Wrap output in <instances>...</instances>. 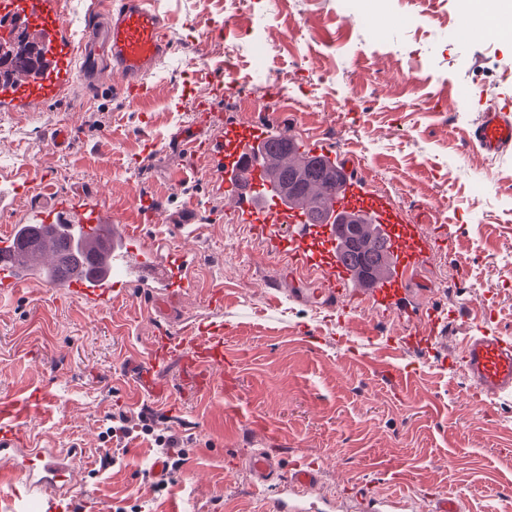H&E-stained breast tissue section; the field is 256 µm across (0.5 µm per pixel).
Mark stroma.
I'll return each instance as SVG.
<instances>
[{
  "instance_id": "obj_1",
  "label": "stroma",
  "mask_w": 512,
  "mask_h": 512,
  "mask_svg": "<svg viewBox=\"0 0 512 512\" xmlns=\"http://www.w3.org/2000/svg\"><path fill=\"white\" fill-rule=\"evenodd\" d=\"M249 3L244 13L230 0H161L174 45L148 75L152 93L142 102L79 88L28 117L0 114V167L38 175L26 202L40 199L46 173L59 191L104 192L119 212L145 178L166 209L198 206L191 245L199 286L161 320L223 322V392L198 391L176 361L151 388L135 379L130 362L154 342L138 299L98 310L33 285L0 303V398L16 403L15 422L35 447L84 449L64 500L71 512H168L176 496L195 512H275L274 493L253 491L242 470L252 448L278 452L287 465L308 457L328 493L381 492L396 481L417 512L448 493L467 512H512L496 496L512 485V395L477 401L450 365L464 328L435 348H410L389 342L369 310L343 328L325 311L267 302L263 285L279 266L216 212L203 162L172 152L192 131L197 101L251 119L284 109L289 124L358 154L426 228L446 225L451 262L467 265L472 319L491 297L494 326L512 337V155L490 159L467 141L482 89L512 101V43L480 32L457 40L461 0H386L382 27L346 20L344 0ZM228 61L238 84L229 102L213 91ZM62 120L77 128L68 152L52 141ZM209 285L222 287V306H209ZM168 385L180 397L157 404L152 388ZM145 406L155 431H172L186 451L159 492L150 441L109 432L113 416Z\"/></svg>"
}]
</instances>
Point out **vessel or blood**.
<instances>
[{"label":"vessel or blood","instance_id":"1","mask_svg":"<svg viewBox=\"0 0 512 512\" xmlns=\"http://www.w3.org/2000/svg\"><path fill=\"white\" fill-rule=\"evenodd\" d=\"M61 0H0V42L16 45L26 34L36 47L38 63L18 54L0 76V112L30 115L71 96L76 84L92 91L111 82L114 94L132 101L146 97L145 76L171 51L173 41L153 0H95L82 38H75L63 18ZM284 143L274 154L272 143ZM469 143L488 156L512 152V112L489 97ZM183 153L202 157L214 196L224 202L228 223L244 225L261 254L280 262L281 276L270 281L275 294L315 308L335 310L339 321L371 309L406 335L432 344L444 340L451 319L417 288L419 272L448 246L423 232L406 207L377 186L364 163L331 138L309 135L288 126L281 113L264 119L228 115L183 138ZM319 160L338 181L289 197L274 170L280 161ZM31 183L20 170L0 171V214L10 215L9 231L0 233V299L40 284L65 289L87 306L103 309L128 294L147 305L169 301L195 287L196 252L181 241L167 242L143 234L141 219L165 214L167 223H195L192 208L169 214L140 184L130 202L138 221L113 212L93 191L57 192L45 201L24 204ZM325 208L321 223L309 219L313 199ZM359 220L358 247L373 239L386 246L384 260L362 265L346 260L347 242L340 234L346 219ZM160 347L136 365L149 382L163 362L180 360L196 385L212 391L214 365L224 362V326L211 323L185 338L159 325ZM457 367L474 397L512 393V339L487 326H470L459 347ZM10 404L0 405V512H52L59 483L68 481L80 458L78 449L37 448L30 436L4 421ZM255 489L274 488L276 512H317L314 493L318 466L302 462L284 467L280 457L253 449L245 458ZM24 493H17V486ZM397 495L354 493L355 512H396Z\"/></svg>","mask_w":512,"mask_h":512}]
</instances>
